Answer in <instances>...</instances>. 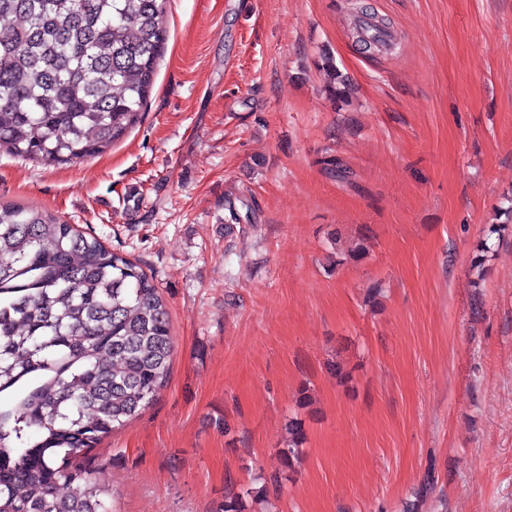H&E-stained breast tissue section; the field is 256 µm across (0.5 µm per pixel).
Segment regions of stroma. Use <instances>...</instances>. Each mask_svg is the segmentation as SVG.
<instances>
[{"label": "stroma", "instance_id": "stroma-1", "mask_svg": "<svg viewBox=\"0 0 512 512\" xmlns=\"http://www.w3.org/2000/svg\"><path fill=\"white\" fill-rule=\"evenodd\" d=\"M360 6L390 20L392 48L360 49ZM167 14L122 140L64 165L0 152V201L137 262L169 312L166 386L89 453L112 512H210L275 471L280 491L248 512H512V233L481 290L470 271L512 196V0H168ZM328 56L347 98L326 88ZM333 158L350 182L327 174ZM242 195L237 223L225 202ZM294 417L306 440L289 471Z\"/></svg>", "mask_w": 512, "mask_h": 512}]
</instances>
